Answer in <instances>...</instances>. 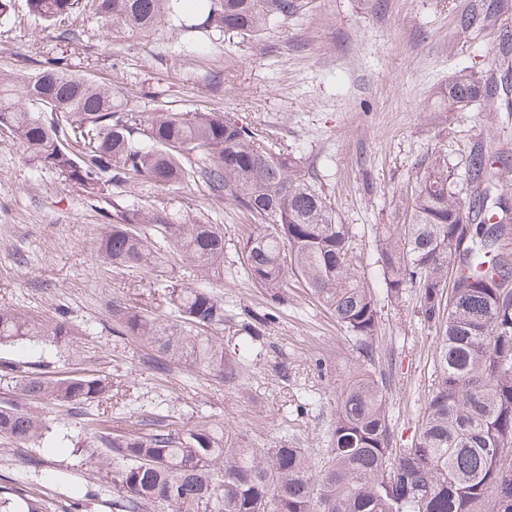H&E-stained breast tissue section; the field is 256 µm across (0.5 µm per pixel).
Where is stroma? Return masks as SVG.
<instances>
[{
	"label": "stroma",
	"mask_w": 512,
	"mask_h": 512,
	"mask_svg": "<svg viewBox=\"0 0 512 512\" xmlns=\"http://www.w3.org/2000/svg\"><path fill=\"white\" fill-rule=\"evenodd\" d=\"M169 7L161 25L133 34L107 29L78 8L68 19L76 37L66 41L27 0H13L0 17V73L20 77L59 57L69 71L123 89L134 111L229 112L301 157L341 222L357 233L361 272L381 316L378 351L392 362L393 436L410 442L440 333L420 320L415 290L398 303L388 298L375 240L380 225L403 223L406 189L434 152L467 199L466 158L482 145L512 196V112L497 102L466 112L430 109L459 72L512 68V0H292L288 15L255 36L191 30L200 0H170ZM120 199L223 226L224 278L211 286L224 297L225 340L239 342L250 316H274L262 344L241 361L235 387L183 367L154 375L144 347L114 336L113 299L164 319V290L197 280L173 253L148 273L100 262L97 237ZM247 222L194 184L112 185L87 195L0 133V305L49 325L64 322L68 331L59 340L1 345L0 359L43 362L53 378L90 371L131 399L121 414L100 405L83 416L54 408L52 439L81 432L90 419L109 434L144 432L158 418L217 421L260 448L283 439L323 447L337 399L358 367L356 347L302 284L290 281L274 299L248 282L239 260ZM18 483L39 493L48 512H112L103 473L67 448L0 452V487ZM73 484L83 490L76 503Z\"/></svg>",
	"instance_id": "obj_1"
}]
</instances>
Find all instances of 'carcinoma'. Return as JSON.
I'll return each mask as SVG.
<instances>
[{"label":"carcinoma","mask_w":512,"mask_h":512,"mask_svg":"<svg viewBox=\"0 0 512 512\" xmlns=\"http://www.w3.org/2000/svg\"><path fill=\"white\" fill-rule=\"evenodd\" d=\"M168 0H28L30 9L72 39L66 19L81 6L107 28L157 26ZM202 21L226 32H258L290 0H205ZM497 81L461 72L448 83L445 111L468 109L496 95ZM122 91L67 71L60 62L24 77L0 74V129L57 178L89 195L108 185L152 181L201 184L211 200L248 213L242 265L248 281L279 298L288 279L301 281L354 341L361 369L341 392L327 429V447L257 448L217 423H182L109 437L87 424L71 440L83 452L99 442L112 456L89 454L112 485V512H512V204L498 189L492 157L474 147L466 161L475 186L459 197L448 163L436 155L416 176L407 221L385 224L376 240L388 298L419 289L418 314L442 332L433 379L415 443L393 445L386 377L376 370L377 302L354 254L356 232L342 224L300 158L274 149L240 118L223 112L127 109ZM154 227L155 235L143 232ZM175 250L200 276L224 279V229L133 201H112V223L98 238L106 264L152 270ZM177 316L159 320L112 301V332L154 352L157 375L185 364L232 384L270 316L241 324L247 343L230 346L208 329L224 325V297L207 287H173ZM66 333L11 307H0V344ZM30 402L79 413L112 399V385L94 374L50 379L22 362L0 363ZM49 420L17 404L0 406V438L40 444ZM0 512H46L44 500L14 487Z\"/></svg>","instance_id":"1"}]
</instances>
